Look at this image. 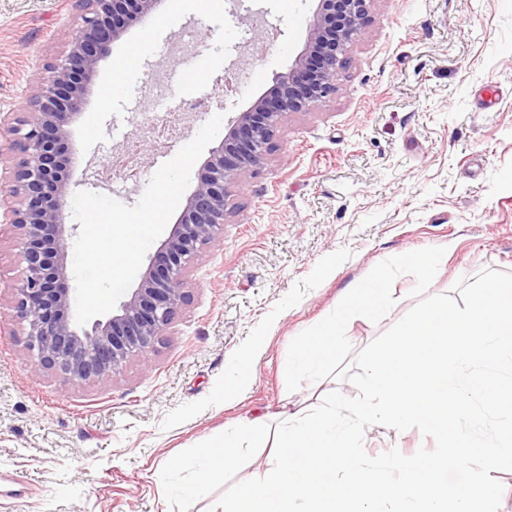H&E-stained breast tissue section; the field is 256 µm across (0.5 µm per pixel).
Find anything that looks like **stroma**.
<instances>
[{"label": "stroma", "mask_w": 512, "mask_h": 512, "mask_svg": "<svg viewBox=\"0 0 512 512\" xmlns=\"http://www.w3.org/2000/svg\"><path fill=\"white\" fill-rule=\"evenodd\" d=\"M318 0H205L167 7L160 28H129L99 64L87 108L71 127L72 191L137 203L158 168L211 115L222 131L303 49ZM365 35L348 50L335 95L289 117L265 164L237 187L224 242L189 276L193 300L147 361L105 383L73 385L36 371L14 334L9 285L21 273L15 240L0 246V512H213L224 485L272 469L276 426L345 379L288 391V347L329 315L379 262L426 247L445 254L429 294L485 269L512 271V0H375ZM81 23L73 0H0V117L27 111L47 67ZM194 61L200 79L176 83ZM121 93L101 98L118 66ZM253 74L249 87L238 79ZM171 139L162 110L196 100ZM137 143L139 179L119 163ZM412 275L377 323L358 317L359 350L416 303ZM251 384L235 393L241 375ZM264 433L223 484L183 503L200 448L254 417ZM415 428L368 427L364 449L412 455L433 448Z\"/></svg>", "instance_id": "obj_1"}]
</instances>
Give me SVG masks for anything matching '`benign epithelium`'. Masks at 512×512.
<instances>
[{
	"label": "benign epithelium",
	"instance_id": "obj_1",
	"mask_svg": "<svg viewBox=\"0 0 512 512\" xmlns=\"http://www.w3.org/2000/svg\"><path fill=\"white\" fill-rule=\"evenodd\" d=\"M81 26L50 76L33 95L31 111L0 121V158L13 155L0 223L20 248L21 277L10 287L15 317L35 369L74 385L106 382L133 359L153 351L191 302V269L220 240L229 189L253 177L266 161L278 128L336 92L347 51L371 22L374 0H319L303 50L277 80V94L258 99L237 117L203 165L197 186L116 313L91 330L71 315L65 264L64 211L69 162L77 153L70 127L88 105L98 64L109 58L126 28L146 19L161 0H74Z\"/></svg>",
	"mask_w": 512,
	"mask_h": 512
}]
</instances>
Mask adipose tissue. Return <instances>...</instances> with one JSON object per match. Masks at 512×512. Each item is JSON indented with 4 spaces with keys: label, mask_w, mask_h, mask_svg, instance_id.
Instances as JSON below:
<instances>
[{
    "label": "adipose tissue",
    "mask_w": 512,
    "mask_h": 512,
    "mask_svg": "<svg viewBox=\"0 0 512 512\" xmlns=\"http://www.w3.org/2000/svg\"><path fill=\"white\" fill-rule=\"evenodd\" d=\"M261 426L262 421L257 418L244 425L242 432L228 433L223 439L208 443L201 452L196 484L182 488L183 499L188 501L194 497L196 485H213L223 481L225 473L235 469L239 463L242 433L258 434Z\"/></svg>",
    "instance_id": "ef3b65f1"
}]
</instances>
